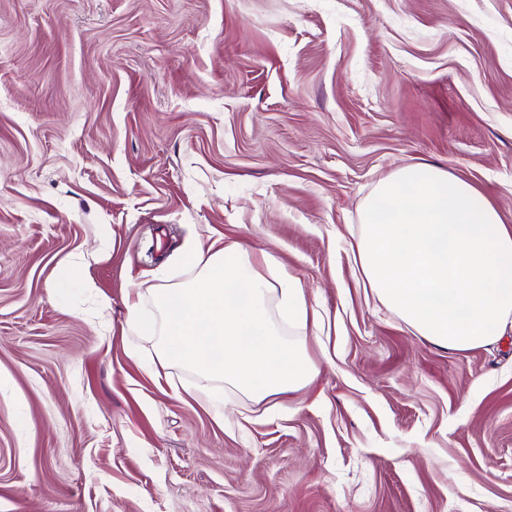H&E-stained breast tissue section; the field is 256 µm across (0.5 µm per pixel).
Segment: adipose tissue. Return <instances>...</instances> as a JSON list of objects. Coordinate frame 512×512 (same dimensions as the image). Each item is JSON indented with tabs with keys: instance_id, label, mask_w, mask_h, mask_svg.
<instances>
[{
	"instance_id": "1",
	"label": "adipose tissue",
	"mask_w": 512,
	"mask_h": 512,
	"mask_svg": "<svg viewBox=\"0 0 512 512\" xmlns=\"http://www.w3.org/2000/svg\"><path fill=\"white\" fill-rule=\"evenodd\" d=\"M360 275L419 335L450 350L498 341L512 330V227L474 185L426 163L398 167L360 208ZM189 284L155 295L161 321L128 305L129 323L160 339L164 359L224 377L263 398L305 385L312 373L281 325L306 329L298 279L236 242L193 258Z\"/></svg>"
}]
</instances>
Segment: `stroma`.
Returning <instances> with one entry per match:
<instances>
[{"mask_svg": "<svg viewBox=\"0 0 512 512\" xmlns=\"http://www.w3.org/2000/svg\"><path fill=\"white\" fill-rule=\"evenodd\" d=\"M410 163L512 226V0H0V512H512V333L440 348L354 265ZM220 236L322 312L305 386L128 326Z\"/></svg>", "mask_w": 512, "mask_h": 512, "instance_id": "stroma-1", "label": "stroma"}]
</instances>
